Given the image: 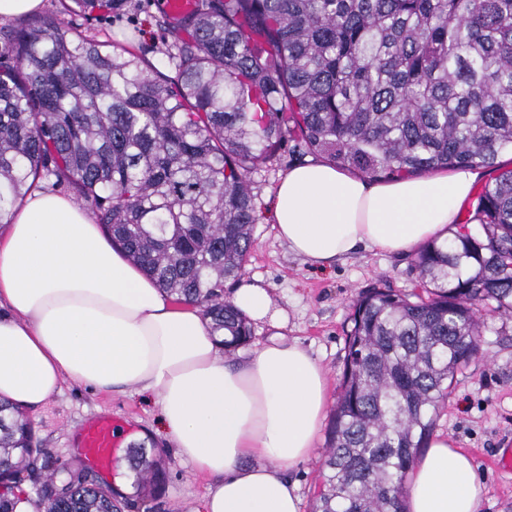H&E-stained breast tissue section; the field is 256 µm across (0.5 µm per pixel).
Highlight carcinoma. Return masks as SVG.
Masks as SVG:
<instances>
[{
  "label": "carcinoma",
  "instance_id": "1",
  "mask_svg": "<svg viewBox=\"0 0 512 512\" xmlns=\"http://www.w3.org/2000/svg\"><path fill=\"white\" fill-rule=\"evenodd\" d=\"M126 0H69L110 14ZM170 77L43 18L0 36V216L37 184L66 186L166 294L224 337V299L257 223L250 174L287 138L371 179L497 167L512 152V0H205L167 50ZM426 296L354 301L324 489L313 512H402L448 381L485 317L512 316V170L451 240L418 248ZM31 422L0 401V512H121L80 466L44 475ZM134 484L158 479L145 444Z\"/></svg>",
  "mask_w": 512,
  "mask_h": 512
}]
</instances>
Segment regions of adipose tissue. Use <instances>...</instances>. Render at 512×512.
I'll list each match as a JSON object with an SVG mask.
<instances>
[{"instance_id":"obj_1","label":"adipose tissue","mask_w":512,"mask_h":512,"mask_svg":"<svg viewBox=\"0 0 512 512\" xmlns=\"http://www.w3.org/2000/svg\"><path fill=\"white\" fill-rule=\"evenodd\" d=\"M477 172L370 180L323 162L293 167L274 191L278 239L303 263L412 252L444 239ZM233 304L276 332L228 360L209 322L175 302L113 249L75 199L39 189L0 217V399L39 411L72 381L159 398L177 455L209 479L200 512H301L287 468L307 460L329 408L328 379L298 343L267 288ZM472 458L443 437L417 462L405 512H479Z\"/></svg>"}]
</instances>
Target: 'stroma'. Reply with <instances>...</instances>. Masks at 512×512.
Wrapping results in <instances>:
<instances>
[{"instance_id": "stroma-1", "label": "stroma", "mask_w": 512, "mask_h": 512, "mask_svg": "<svg viewBox=\"0 0 512 512\" xmlns=\"http://www.w3.org/2000/svg\"><path fill=\"white\" fill-rule=\"evenodd\" d=\"M42 16L63 15L70 33L92 37L109 46L142 53L152 67L166 75L175 70L162 50L168 40L161 23L160 0H127L124 10L89 20L63 14L61 0H45ZM314 154L291 137L266 165L252 173L258 221L243 282H260L288 317L282 333L304 347L329 378V399L341 392L346 332L353 301L370 286L406 293L418 289L410 256L361 252L346 262L319 268L292 256L277 240L272 223V191L295 163ZM111 414L124 431L123 448L145 443L161 467V483L153 512H199L207 482L176 455L159 423L156 395L135 389L102 392L67 381L36 415L37 438L47 449L48 468L83 462L77 437L99 414ZM330 424H323L310 458L288 470L297 483L302 512H313L323 487ZM435 434L447 437L467 453L485 486L480 512H512V469L499 465L512 451V318L486 324L475 357L459 371L436 419Z\"/></svg>"}]
</instances>
